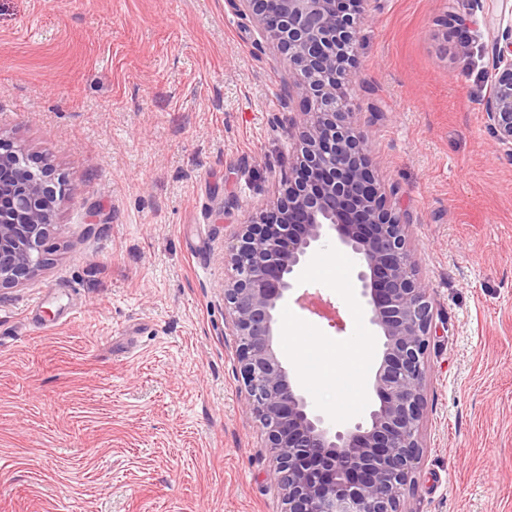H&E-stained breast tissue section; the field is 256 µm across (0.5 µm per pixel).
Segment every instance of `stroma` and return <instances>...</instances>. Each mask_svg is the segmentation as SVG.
<instances>
[{"label": "stroma", "mask_w": 512, "mask_h": 512, "mask_svg": "<svg viewBox=\"0 0 512 512\" xmlns=\"http://www.w3.org/2000/svg\"><path fill=\"white\" fill-rule=\"evenodd\" d=\"M509 15L367 0L357 32L355 118L438 325L403 512H512V158L483 109L487 23ZM287 85L232 0H0V136L49 155L68 193L46 265L0 290V512H282L223 284L291 162ZM354 283L351 256L318 252L278 311L283 361L377 350ZM305 373L337 421L375 399L372 364Z\"/></svg>", "instance_id": "35a3bbf8"}]
</instances>
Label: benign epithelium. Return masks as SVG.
I'll return each mask as SVG.
<instances>
[{
    "label": "benign epithelium",
    "mask_w": 512,
    "mask_h": 512,
    "mask_svg": "<svg viewBox=\"0 0 512 512\" xmlns=\"http://www.w3.org/2000/svg\"><path fill=\"white\" fill-rule=\"evenodd\" d=\"M294 71L308 110L276 202L235 235L224 316L238 341L247 410L270 448L284 512H402L419 463L428 336L437 329L430 289L416 271L404 214L388 204L369 164L370 132L353 120L346 85L357 59L366 0H237ZM484 111L496 148L512 157V22L493 42ZM65 181L46 157L33 166L0 137V289L34 278ZM347 251L380 342L372 377L378 404L339 429L303 392L301 374L278 351L276 312L317 250Z\"/></svg>",
    "instance_id": "obj_1"
}]
</instances>
